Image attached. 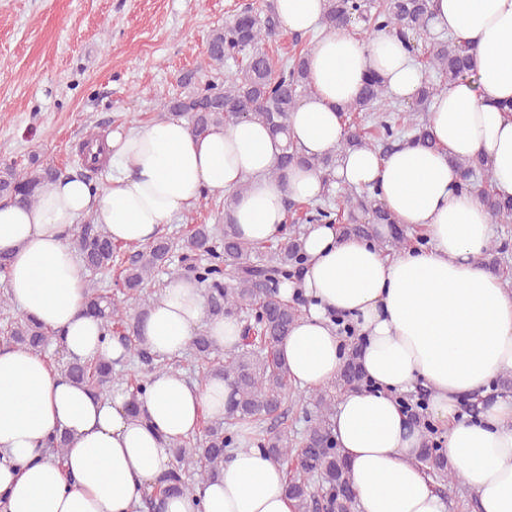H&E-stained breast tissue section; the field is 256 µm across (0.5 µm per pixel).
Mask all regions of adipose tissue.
<instances>
[{
    "label": "adipose tissue",
    "instance_id": "ef3b65f1",
    "mask_svg": "<svg viewBox=\"0 0 512 512\" xmlns=\"http://www.w3.org/2000/svg\"><path fill=\"white\" fill-rule=\"evenodd\" d=\"M325 0H275L284 28L298 34L322 21ZM431 27L468 41L475 79L442 90L428 115L435 148L417 144L388 155L347 152L337 186L374 190L398 223L426 239L386 256L373 242L342 238L335 225H310L301 284L310 305L281 346L288 377L302 389L330 384L347 340L334 318L365 342L361 363L375 390L338 403L332 431L357 491V512H447L419 461L422 440L409 428L399 398L422 386L428 412L443 431L449 462L476 496L480 512H512V397L497 399L478 422L460 417L462 397L485 394L512 373V287L480 259L494 238L479 194L459 187L457 160L482 155L496 196L512 198V0H431ZM311 93L290 112V134L307 153L337 149L346 130L341 105L359 93L368 71L379 72L398 98H410L424 72L397 37L334 31L308 53ZM114 172L104 188L79 179L45 184L35 204L0 200V252L9 254L6 283L23 315L56 332L68 356L122 359V347L84 311L86 278L68 238L82 218L113 240L150 242L163 224L204 194L235 192L230 218L243 239L260 242L283 229L288 200L310 201L325 190L319 171L296 168L272 177L282 143L261 123L242 120L194 136L170 118L105 140ZM201 288L173 278L154 302L142 335L154 352L178 357L200 327L216 344L241 340L231 318L206 320ZM230 386L178 374L152 377L143 420L130 418L123 394L92 396L45 356L0 351V512H135L144 491L172 463L169 443L220 420ZM70 437L64 462L44 455V440ZM162 512H294L285 471L256 448L236 451L220 478L165 498Z\"/></svg>",
    "mask_w": 512,
    "mask_h": 512
}]
</instances>
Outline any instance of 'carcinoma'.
<instances>
[{
    "label": "carcinoma",
    "mask_w": 512,
    "mask_h": 512,
    "mask_svg": "<svg viewBox=\"0 0 512 512\" xmlns=\"http://www.w3.org/2000/svg\"><path fill=\"white\" fill-rule=\"evenodd\" d=\"M431 17L430 0H326L323 24L328 31L360 25L370 32H389L400 37L413 53L414 42L427 32ZM280 28L274 4L244 0L231 21L212 30L200 69L180 78L185 93L171 98L159 119L185 118L191 133L198 137L239 120L258 121L272 134L285 138L273 176L283 178L288 168L299 165L323 172L331 185L337 162L348 149L365 148L386 154L407 143L436 147L425 113L430 111L440 89L475 75L474 49L452 35L434 43L428 65L435 78L422 82L407 102L392 97L385 79L371 72L359 96L344 105L342 113L368 114L377 135L369 137L351 125L338 150L307 156L288 133V114L311 91L307 53L289 60L271 56L264 44L277 36ZM239 56L244 64L229 80L220 83L213 77L203 78L202 73L219 72L224 61ZM457 167L462 177L461 189L479 192L492 218L505 223L512 220V198L503 200L490 191H482L492 179L483 158L461 160ZM60 176L59 170L36 158L24 166L15 161L0 162V199L30 206L37 201V191ZM330 196L327 191L319 202L308 207L306 223H336ZM233 199L230 193L224 196V224H192L179 237L161 235L138 246L115 243L102 226L87 219L69 239L79 261L92 274L86 280L87 313L99 318L104 332L126 349L132 361L144 367L145 378L126 389L127 412L134 418L140 415V396L150 377L180 369L172 359L153 353L141 335V323L155 301L144 289L174 256L180 257L183 275L202 288L209 317L235 316L242 323L241 343L223 354L205 327L192 340L191 361L205 367L206 376L219 375L230 382L224 419L210 422L199 437L189 436L170 444L173 463L155 483L160 496L146 493L139 512H159L161 499L218 479L224 460L245 443L261 449L283 466L297 461L295 472L286 475V492L294 502L295 512H355L357 494L344 454L332 433L331 416L336 394L372 389V381L361 365L358 344L354 342L346 348L343 365L330 388L315 394L316 415L308 420L302 433L287 425L274 429L264 426L267 420L282 417L281 408L291 396L278 347L309 301L300 291L287 300L278 288L284 281L302 277L307 263L305 231L294 228L285 241L269 247L246 241L230 221ZM338 209L346 213V224L341 226L346 236L370 239L373 225L388 224L392 228V247L400 250L411 245V238L396 227V219L373 191L346 189ZM122 251L132 252L121 271L122 286L134 304L132 313L112 301L97 278L112 270L114 258ZM506 252L505 244L491 247L481 264L499 276L500 255ZM53 339L50 331L26 316L8 318L0 329V345L6 348L24 347L43 354ZM57 365L58 372L94 395L108 392L116 380L111 362L71 360L62 353ZM414 415L423 438L419 462L441 486L458 484L460 476L448 462L442 439L427 418L426 401H421ZM68 443L69 437L63 433L51 437L47 448L62 463Z\"/></svg>",
    "instance_id": "carcinoma-1"
}]
</instances>
